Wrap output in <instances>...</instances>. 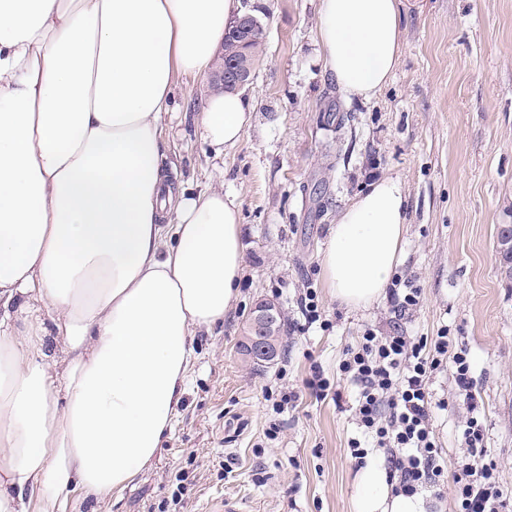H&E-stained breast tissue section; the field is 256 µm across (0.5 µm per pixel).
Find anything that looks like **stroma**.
I'll use <instances>...</instances> for the list:
<instances>
[{
	"instance_id": "stroma-1",
	"label": "stroma",
	"mask_w": 512,
	"mask_h": 512,
	"mask_svg": "<svg viewBox=\"0 0 512 512\" xmlns=\"http://www.w3.org/2000/svg\"><path fill=\"white\" fill-rule=\"evenodd\" d=\"M320 4L249 0L264 26L244 90L254 119L223 157H213L199 126L218 84L206 75L177 79L178 117L164 125L171 177L183 189L223 187L238 208L235 309L193 336L194 366L152 466L120 491H73L67 512H211L224 499L238 512H355L354 386L340 381L336 394L303 397L295 408L279 401L302 390L311 364L335 377L368 328L418 337L445 330L466 345L488 452L512 500V279L498 251L500 226L512 225V0H405L395 74L367 101L324 68ZM383 177L400 180L406 195L393 277L423 297L398 322L387 298L365 309L337 300L320 264L338 214ZM309 292L321 323L283 334L272 364L244 362L237 343L256 300L296 319ZM452 372L436 371L431 390L445 403L434 434L453 472L469 458Z\"/></svg>"
}]
</instances>
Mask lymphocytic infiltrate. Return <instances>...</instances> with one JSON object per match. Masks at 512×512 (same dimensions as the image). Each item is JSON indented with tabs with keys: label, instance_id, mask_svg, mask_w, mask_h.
<instances>
[{
	"label": "lymphocytic infiltrate",
	"instance_id": "f902f5d3",
	"mask_svg": "<svg viewBox=\"0 0 512 512\" xmlns=\"http://www.w3.org/2000/svg\"><path fill=\"white\" fill-rule=\"evenodd\" d=\"M449 346L443 333L414 341L368 331L360 349L340 361L338 370L357 389L352 408L358 427L387 451L385 468L395 482L394 493L415 496L429 490L438 497L443 468L433 441V417L439 404L430 380L443 363H452L453 394L468 412L463 430L467 453L478 461L455 476L460 512H505L508 502L498 485L497 465L488 457L468 351L453 352Z\"/></svg>",
	"mask_w": 512,
	"mask_h": 512
}]
</instances>
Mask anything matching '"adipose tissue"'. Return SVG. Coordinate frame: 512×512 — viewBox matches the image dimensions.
Wrapping results in <instances>:
<instances>
[{"label": "adipose tissue", "mask_w": 512, "mask_h": 512, "mask_svg": "<svg viewBox=\"0 0 512 512\" xmlns=\"http://www.w3.org/2000/svg\"><path fill=\"white\" fill-rule=\"evenodd\" d=\"M401 0H321L325 67L370 99L400 55ZM241 0H0V512H66L74 487L125 488L185 391L195 330L224 320L242 274L238 210L171 181L161 127L176 75L206 74ZM253 120L210 96L215 155ZM405 192L383 178L339 216L321 266L337 299L377 301L399 262ZM41 304L65 357L20 330ZM356 512H422L364 469Z\"/></svg>", "instance_id": "1"}]
</instances>
